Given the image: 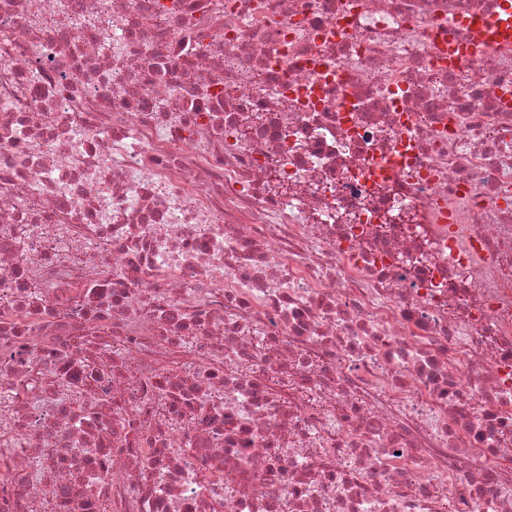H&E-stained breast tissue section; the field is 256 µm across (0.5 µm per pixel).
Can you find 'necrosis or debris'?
<instances>
[{"mask_svg": "<svg viewBox=\"0 0 512 512\" xmlns=\"http://www.w3.org/2000/svg\"><path fill=\"white\" fill-rule=\"evenodd\" d=\"M499 10L0 0V512H512ZM502 9L509 19L495 18L479 21L474 24V40L472 53H480L490 46L510 44L512 42V0L501 1Z\"/></svg>", "mask_w": 512, "mask_h": 512, "instance_id": "necrosis-or-debris-1", "label": "necrosis or debris"}]
</instances>
